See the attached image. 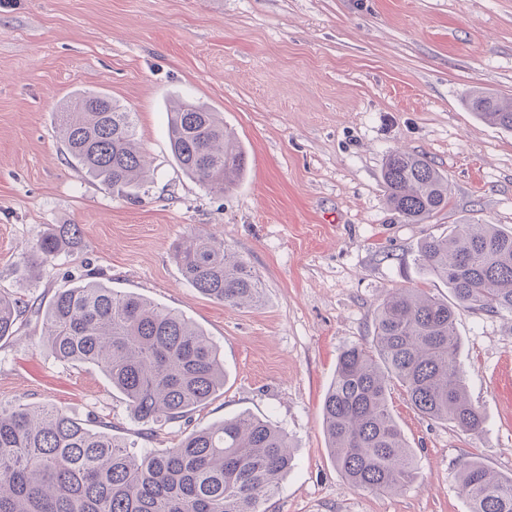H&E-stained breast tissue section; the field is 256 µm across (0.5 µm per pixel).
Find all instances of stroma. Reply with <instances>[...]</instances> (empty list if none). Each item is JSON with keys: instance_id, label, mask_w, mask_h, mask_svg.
<instances>
[{"instance_id": "stroma-1", "label": "stroma", "mask_w": 512, "mask_h": 512, "mask_svg": "<svg viewBox=\"0 0 512 512\" xmlns=\"http://www.w3.org/2000/svg\"><path fill=\"white\" fill-rule=\"evenodd\" d=\"M512 97V0H0V292L46 304L92 276L181 311L223 350L225 383L182 428L138 438L123 396L91 365L63 364L25 313L0 340V400L53 405L141 448L249 413L284 429L295 465L267 512H467L455 473L479 457L512 475V316L456 310L460 368L486 428L423 417L393 392L416 456L402 494L350 489L327 450L322 402L341 350L371 342L388 289L447 286L415 263L421 241L466 222L512 228V131L465 106ZM134 112L153 175L136 200L68 164L55 114L76 91ZM190 97L222 113L248 155L238 185L209 193L175 163L167 113ZM451 186L447 209L405 224L381 172L394 148ZM82 246L28 260L55 225ZM210 234L260 277L254 308L212 300L174 252Z\"/></svg>"}]
</instances>
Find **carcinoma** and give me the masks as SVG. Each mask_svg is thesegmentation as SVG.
Here are the masks:
<instances>
[{"mask_svg": "<svg viewBox=\"0 0 512 512\" xmlns=\"http://www.w3.org/2000/svg\"><path fill=\"white\" fill-rule=\"evenodd\" d=\"M466 106L512 131L511 98L477 89ZM56 117L70 162L117 196L135 198L146 164L132 113L104 92H83ZM169 139L177 164L211 192L222 194L245 175L246 151L219 113L199 101L184 99L170 110ZM382 178L390 210L406 224L448 207V178L418 154L390 152ZM81 242L79 225L59 224L37 252L49 263ZM175 258L199 293L236 308L261 301L256 273L214 239L191 236ZM415 263L445 283L454 302L419 289L389 291L372 343L341 351L324 397L328 449L352 489L396 493L414 482L415 454L389 407L394 389L432 421L474 436L485 427L457 364L455 309L512 315V230L455 224L425 237ZM20 305L0 293V339L18 331ZM44 317L56 360L96 366L143 424H186L224 387L223 355L204 330L134 293L78 283L57 292ZM293 462L288 435L250 414L195 430L174 448L137 451L56 407L0 400V512H265ZM457 483L468 512H512V475L466 457Z\"/></svg>", "mask_w": 512, "mask_h": 512, "instance_id": "obj_1", "label": "carcinoma"}]
</instances>
